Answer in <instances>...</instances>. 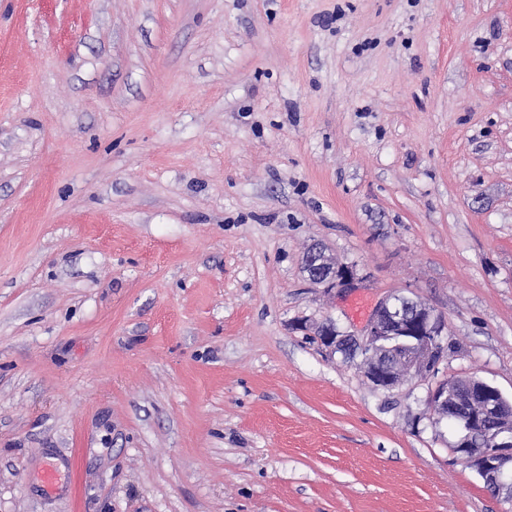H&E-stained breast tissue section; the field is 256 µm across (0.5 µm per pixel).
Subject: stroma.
I'll list each match as a JSON object with an SVG mask.
<instances>
[{
  "label": "stroma",
  "instance_id": "1",
  "mask_svg": "<svg viewBox=\"0 0 512 512\" xmlns=\"http://www.w3.org/2000/svg\"><path fill=\"white\" fill-rule=\"evenodd\" d=\"M391 294L512 399V0H0V512H512ZM327 256L321 247L312 249L308 257L309 266L312 270L308 274L309 279L318 285H324L327 291H342L348 289L354 280V274L347 267H336L335 263L330 270H327ZM402 296L389 295L379 301L360 335L345 332L339 338L347 339L371 359L367 378L384 391H393L403 383V369L417 371L420 379H430L448 354L445 319L425 304L406 296L415 306L405 307L399 300ZM388 350L396 356L400 368L385 369L380 365V359Z\"/></svg>",
  "mask_w": 512,
  "mask_h": 512
}]
</instances>
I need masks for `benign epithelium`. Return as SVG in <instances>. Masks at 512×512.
Here are the masks:
<instances>
[{
	"mask_svg": "<svg viewBox=\"0 0 512 512\" xmlns=\"http://www.w3.org/2000/svg\"><path fill=\"white\" fill-rule=\"evenodd\" d=\"M308 263L309 279L329 291L347 289L354 280L353 272L346 267L326 269V255L320 247L312 249ZM317 332L322 345L336 350L335 323H325ZM447 333V322L433 309L420 302L406 307L394 294L379 301L361 334L347 333L344 338L370 358L367 375L372 384L392 391L403 383L404 370L418 372L423 380L434 376L447 354ZM388 350L396 356L399 368L380 365L383 352ZM427 407L463 432L454 445L455 452L476 470L485 490L498 496L507 489L512 501V401L480 379L450 378L430 388ZM475 434L482 442L479 448L472 442Z\"/></svg>",
	"mask_w": 512,
	"mask_h": 512,
	"instance_id": "benign-epithelium-1",
	"label": "benign epithelium"
}]
</instances>
